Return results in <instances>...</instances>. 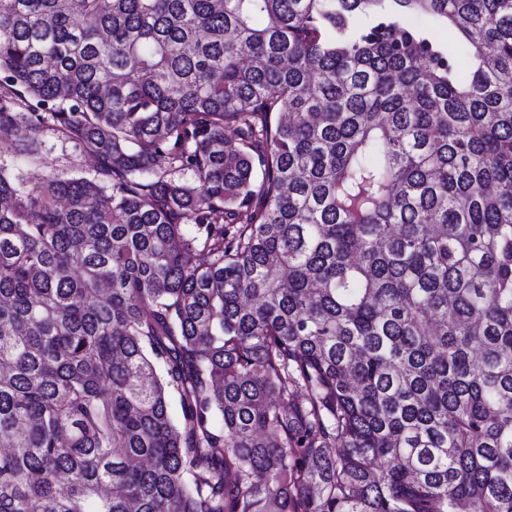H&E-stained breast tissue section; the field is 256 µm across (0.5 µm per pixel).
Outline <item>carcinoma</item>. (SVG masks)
<instances>
[{"instance_id": "carcinoma-1", "label": "carcinoma", "mask_w": 512, "mask_h": 512, "mask_svg": "<svg viewBox=\"0 0 512 512\" xmlns=\"http://www.w3.org/2000/svg\"><path fill=\"white\" fill-rule=\"evenodd\" d=\"M21 124L0 512H512V0H0ZM41 160L37 164L18 163L30 186L39 185L52 170L76 172L83 175L92 173L94 161L89 155L76 156L71 144L59 139L51 130L41 133Z\"/></svg>"}]
</instances>
